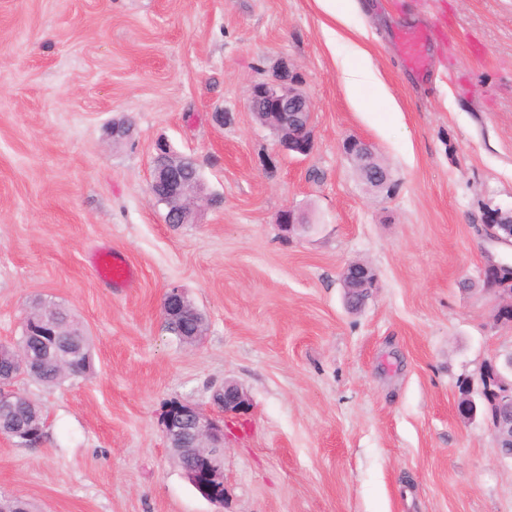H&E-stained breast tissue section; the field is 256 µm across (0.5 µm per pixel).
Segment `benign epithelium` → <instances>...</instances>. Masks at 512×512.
<instances>
[{"label":"benign epithelium","instance_id":"obj_1","mask_svg":"<svg viewBox=\"0 0 512 512\" xmlns=\"http://www.w3.org/2000/svg\"><path fill=\"white\" fill-rule=\"evenodd\" d=\"M248 108L277 137L279 145L296 155L306 156L313 147V103L302 88L297 72L282 64L272 76L255 84L251 90ZM345 155L360 167L362 173L371 179L373 187L390 196L395 183L387 168L376 163L372 146L358 137L343 141ZM151 191L154 199L167 205L165 216L168 224L194 223V204L201 201L217 206L222 199L205 194L202 183H193L183 178L178 163L173 159L167 145H157L152 174ZM500 213L491 211L485 218L489 224V239L512 247V233L503 234L495 229ZM278 224L285 233L309 228L311 221L293 208L281 210ZM341 280L347 289L346 302L351 309L363 307L366 300L377 288L374 274L361 262L347 264L341 273ZM164 319L177 321L179 314L188 307V296L178 286L168 288L162 300ZM24 333L27 336L58 335V322L54 309L42 305V312L34 318H26ZM72 355V349L45 342L42 360L58 365L65 364ZM32 370V359L28 351L18 348L12 360V371L21 377ZM501 404L506 413L496 419L487 420L496 436L512 434V387L502 385ZM24 395L13 385L0 381V413L9 414L21 407ZM214 404L223 415L219 422L199 408L176 402L165 408L161 414V425L168 447L179 449L190 460L187 473L195 488L206 498L219 500L224 483V424L239 421L249 414L252 403L242 388L234 382H226L213 395Z\"/></svg>","mask_w":512,"mask_h":512}]
</instances>
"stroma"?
I'll use <instances>...</instances> for the list:
<instances>
[{
  "instance_id": "35a3bbf8",
  "label": "stroma",
  "mask_w": 512,
  "mask_h": 512,
  "mask_svg": "<svg viewBox=\"0 0 512 512\" xmlns=\"http://www.w3.org/2000/svg\"><path fill=\"white\" fill-rule=\"evenodd\" d=\"M0 0V343L33 300L64 305L93 368L47 388L40 443L0 436V496L38 512H512V458L458 382L512 353L500 301L478 286L487 211L512 212V0ZM425 37L427 69L404 57ZM294 65L314 144L280 147L248 109L254 84ZM380 84L352 96L344 66ZM223 113L216 123L215 113ZM130 135L113 142L112 124ZM370 142L398 185L368 189L341 144ZM193 155L207 193L169 224L150 193L158 142ZM311 231L285 237L284 208ZM107 247L137 278L112 288ZM378 279L359 311L341 270ZM185 289L207 331L171 334ZM238 383L251 413L224 429V497L173 460L167 403L214 411ZM162 312L164 319L170 323L176 322L179 314L188 307V296L179 286H171L164 294L162 300Z\"/></svg>"
}]
</instances>
